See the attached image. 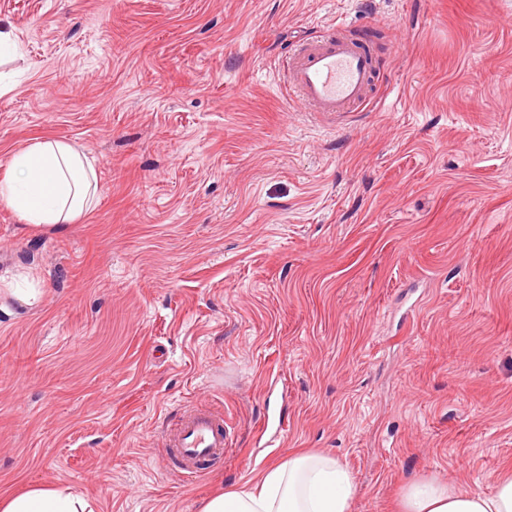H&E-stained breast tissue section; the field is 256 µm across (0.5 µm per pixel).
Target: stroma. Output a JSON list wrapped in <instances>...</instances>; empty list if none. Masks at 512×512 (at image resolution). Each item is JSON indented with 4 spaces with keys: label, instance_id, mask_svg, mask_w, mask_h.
Returning <instances> with one entry per match:
<instances>
[{
    "label": "stroma",
    "instance_id": "35a3bbf8",
    "mask_svg": "<svg viewBox=\"0 0 512 512\" xmlns=\"http://www.w3.org/2000/svg\"><path fill=\"white\" fill-rule=\"evenodd\" d=\"M0 176L45 137L97 161L55 232L0 203V496L200 512L299 451L349 512L512 473V0H0ZM347 25L380 79L303 111L289 44ZM233 446L170 478L167 430ZM169 438L167 452L179 463L175 475L182 480L202 477L207 463L232 444L224 417L203 406H196L183 416Z\"/></svg>",
    "mask_w": 512,
    "mask_h": 512
}]
</instances>
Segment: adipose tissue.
<instances>
[{
    "label": "adipose tissue",
    "instance_id": "1",
    "mask_svg": "<svg viewBox=\"0 0 512 512\" xmlns=\"http://www.w3.org/2000/svg\"><path fill=\"white\" fill-rule=\"evenodd\" d=\"M95 161L70 142L48 137L15 152L0 202L28 224H72L90 213L98 191ZM353 484L335 459L296 453L267 470L261 482L208 500L202 512H349ZM0 512H96L70 487L35 486L0 500ZM402 512H512V476L498 480L493 494L418 482L402 500Z\"/></svg>",
    "mask_w": 512,
    "mask_h": 512
}]
</instances>
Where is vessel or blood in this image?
<instances>
[{
    "mask_svg": "<svg viewBox=\"0 0 512 512\" xmlns=\"http://www.w3.org/2000/svg\"><path fill=\"white\" fill-rule=\"evenodd\" d=\"M281 76L285 90L319 115L361 109L378 78L367 39L333 31L291 44L281 59ZM231 442L223 416L197 406L177 425L167 452L179 463L177 477L193 480L202 477L211 458Z\"/></svg>",
    "mask_w": 512,
    "mask_h": 512,
    "instance_id": "b4317fda",
    "label": "vessel or blood"
}]
</instances>
